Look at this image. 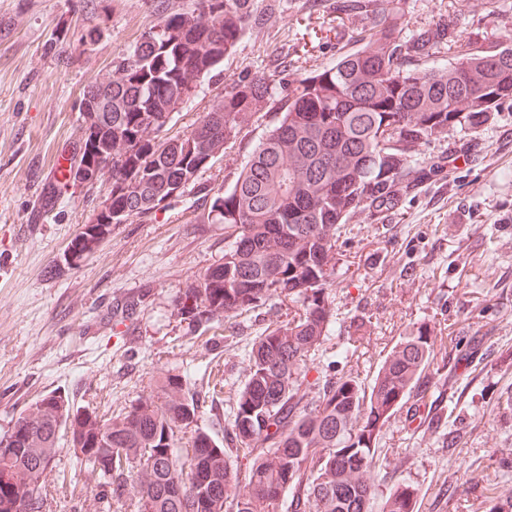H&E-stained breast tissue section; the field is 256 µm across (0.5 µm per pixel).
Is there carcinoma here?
<instances>
[{
  "label": "carcinoma",
  "instance_id": "1",
  "mask_svg": "<svg viewBox=\"0 0 512 512\" xmlns=\"http://www.w3.org/2000/svg\"><path fill=\"white\" fill-rule=\"evenodd\" d=\"M333 9L341 21L371 17L362 45L300 78L283 68L232 83L181 136H167L173 114L224 71L256 21L253 0H194L84 93L87 135L68 181L90 189L110 182L112 195L69 244L83 258L111 236L112 222L163 207L256 114H278L231 188L205 190L208 214L233 242L183 292L179 312L204 325L278 292L302 309L254 340L224 443L198 426L199 400L186 396L177 375L113 419L66 395L37 400L0 436V512H55L62 431L95 478L101 512L115 504L133 512H277L287 489L296 493L294 512H368L371 445L429 365L431 337L403 338L370 387L339 378L315 406L301 405L293 376L330 322L336 225L358 210L394 208L427 176L412 165L418 147L452 128L476 133L512 103V48L477 50L446 23L410 31L399 0H336ZM432 56L445 63L423 67ZM91 138L112 164L86 180ZM233 457L246 459L245 469ZM415 503L405 485L382 512H414Z\"/></svg>",
  "mask_w": 512,
  "mask_h": 512
}]
</instances>
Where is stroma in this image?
<instances>
[{
    "instance_id": "obj_1",
    "label": "stroma",
    "mask_w": 512,
    "mask_h": 512,
    "mask_svg": "<svg viewBox=\"0 0 512 512\" xmlns=\"http://www.w3.org/2000/svg\"><path fill=\"white\" fill-rule=\"evenodd\" d=\"M402 2L410 28L445 22L474 45H512V0ZM191 8L192 0H0V435L51 393L107 418L172 374L199 398L200 424L225 437L255 337L301 308L276 295L198 327L177 309L229 243L223 225L201 222V191L231 186L274 114H257L165 207L113 225L81 266L64 265L63 253L105 186L57 184L54 206H42L58 159L83 136L87 86L151 27ZM255 10L223 74L183 104L172 134L190 131L224 86L283 65L293 77L330 66L371 25L338 24L330 0H255ZM451 153L453 163L393 209L340 225L328 333L295 381L306 403L329 380L368 385L403 336H431L429 367L376 440L370 512L400 485L416 489V512H491L512 497V104L478 134L454 129L422 145L414 164ZM130 301L138 307L128 316ZM58 448L54 472L72 491L59 512H94L93 483L67 437Z\"/></svg>"
}]
</instances>
